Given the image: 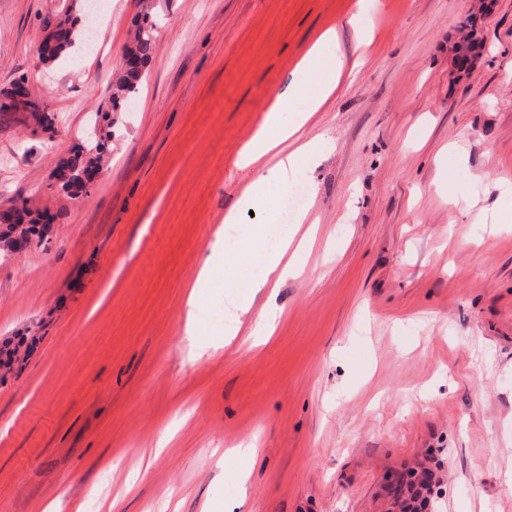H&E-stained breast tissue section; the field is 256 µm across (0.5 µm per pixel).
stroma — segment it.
Masks as SVG:
<instances>
[{
    "mask_svg": "<svg viewBox=\"0 0 512 512\" xmlns=\"http://www.w3.org/2000/svg\"><path fill=\"white\" fill-rule=\"evenodd\" d=\"M365 61L300 132L308 219L280 260L200 276L213 247L266 251L274 212L224 215L235 161L358 0H106L80 65L38 46L87 0H0V88L26 77L54 137L0 128V210L54 216L0 250V512H386L388 473L429 467L439 512H512V0H378ZM156 52L123 111L112 79L143 10ZM111 128L90 194L50 186ZM271 335L235 327L243 284ZM250 443L253 462L235 450ZM158 457H151L152 449ZM249 469L248 485L239 472ZM115 500L102 508L104 496ZM485 5L483 4L479 14H472L468 16L463 23V27L468 30V34L464 43L460 47L461 60L467 58L468 55L478 56L479 49L481 48V42L479 41L477 34L481 25V20L485 13Z\"/></svg>",
    "mask_w": 512,
    "mask_h": 512,
    "instance_id": "obj_1",
    "label": "stroma"
}]
</instances>
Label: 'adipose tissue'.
<instances>
[{"instance_id": "ef3b65f1", "label": "adipose tissue", "mask_w": 512, "mask_h": 512, "mask_svg": "<svg viewBox=\"0 0 512 512\" xmlns=\"http://www.w3.org/2000/svg\"><path fill=\"white\" fill-rule=\"evenodd\" d=\"M371 6L372 0H358L357 11L349 20L357 37L358 55L350 58L345 53H337L335 65L325 71L315 85L310 84L307 78V67L303 66L298 70L289 91L305 95L308 100L307 108L290 115L282 112L276 105L266 111L260 129L237 156V167L250 172L252 179L242 191L237 208L225 214V223H236L237 215L242 210H266L270 205L267 188L285 189L293 171L299 166L300 157H316V141H304L290 152L281 150L280 145L300 132L313 113L335 96L341 82L362 65L361 50L369 45L371 39L368 21Z\"/></svg>"}]
</instances>
